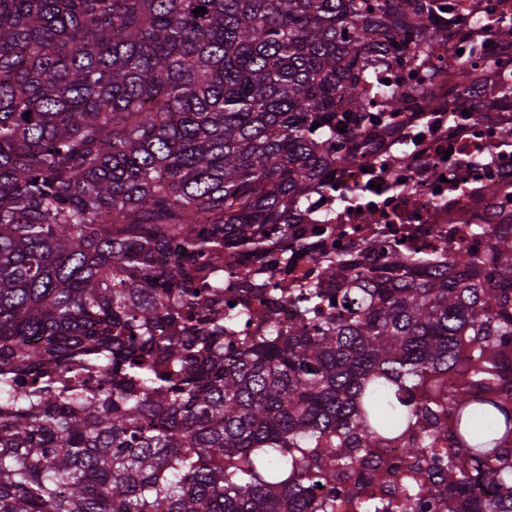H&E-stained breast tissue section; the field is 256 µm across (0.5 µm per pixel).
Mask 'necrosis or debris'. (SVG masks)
Returning <instances> with one entry per match:
<instances>
[{
  "instance_id": "obj_1",
  "label": "necrosis or debris",
  "mask_w": 512,
  "mask_h": 512,
  "mask_svg": "<svg viewBox=\"0 0 512 512\" xmlns=\"http://www.w3.org/2000/svg\"><path fill=\"white\" fill-rule=\"evenodd\" d=\"M438 20L462 40L461 64L448 62V44L438 41L426 64L414 53L389 59L362 86L367 99L398 93L411 73L426 69L438 109L417 101L388 120L363 121L349 140L358 164L332 168L335 185H359L349 202L330 190L309 191L299 229L321 227L329 239L362 249L385 225L398 227L418 257L433 261L468 240L474 224L512 222V51L490 37L512 25V0H438Z\"/></svg>"
}]
</instances>
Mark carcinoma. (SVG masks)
<instances>
[{
  "mask_svg": "<svg viewBox=\"0 0 512 512\" xmlns=\"http://www.w3.org/2000/svg\"><path fill=\"white\" fill-rule=\"evenodd\" d=\"M434 8L0 0V512H335L346 448L382 512L399 483L512 512V223L430 265L383 239L314 284L249 274L319 250L300 204L357 161L338 128L402 109L360 84L404 31L427 60Z\"/></svg>",
  "mask_w": 512,
  "mask_h": 512,
  "instance_id": "obj_1",
  "label": "carcinoma"
}]
</instances>
